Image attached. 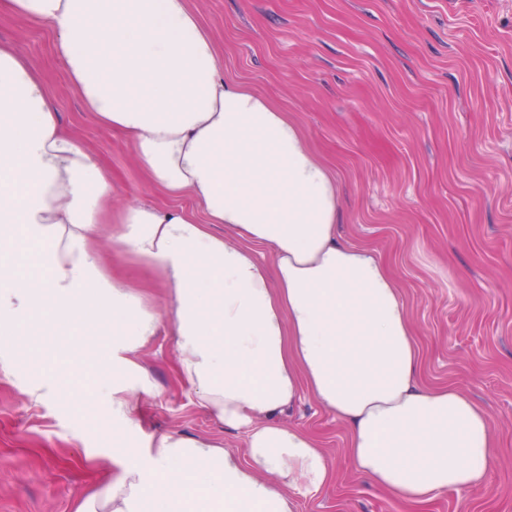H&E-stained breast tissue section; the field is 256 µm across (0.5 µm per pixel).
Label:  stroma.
Listing matches in <instances>:
<instances>
[{
	"mask_svg": "<svg viewBox=\"0 0 512 512\" xmlns=\"http://www.w3.org/2000/svg\"><path fill=\"white\" fill-rule=\"evenodd\" d=\"M190 2L224 76L287 111L337 171L340 232L397 277L423 380L456 384L488 412L501 449L487 488L448 492L425 512H512V0ZM0 41L39 61L63 123L110 173L113 206L172 205L128 143L83 109L48 25L0 16ZM112 252L103 238L113 278L160 305L151 272ZM140 363L153 387L140 398L145 430L243 448L180 384L168 334ZM40 380L57 381L61 396L33 402ZM111 405L112 376L89 360L31 358L0 372V512H74L120 462H135L139 436L99 430ZM283 420L312 433L339 471L299 512H411L351 472L345 426L311 396Z\"/></svg>",
	"mask_w": 512,
	"mask_h": 512,
	"instance_id": "35a3bbf8",
	"label": "stroma"
}]
</instances>
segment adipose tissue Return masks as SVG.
<instances>
[{"instance_id":"1","label":"adipose tissue","mask_w":512,"mask_h":512,"mask_svg":"<svg viewBox=\"0 0 512 512\" xmlns=\"http://www.w3.org/2000/svg\"><path fill=\"white\" fill-rule=\"evenodd\" d=\"M1 13L49 25L83 106L193 207L110 209L106 171L62 126L37 64L0 43V243L35 249L24 269L0 257V334L29 329L70 356L109 320L112 348L92 356L124 372L111 415L124 433L138 428L132 393L151 389L141 351L169 328L199 406L245 435L239 453L145 434L139 462L75 512H298L338 477L313 435L279 420L304 393L344 424L352 471L401 501L486 486V410L422 382L394 273L337 231L336 176L286 112L224 78L189 0H0ZM107 225L159 280L161 307L101 264Z\"/></svg>"}]
</instances>
